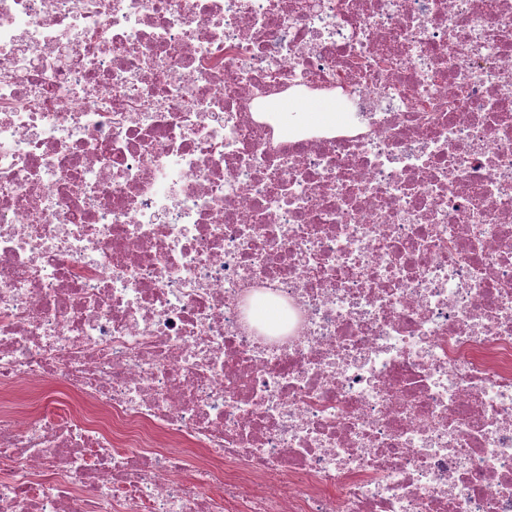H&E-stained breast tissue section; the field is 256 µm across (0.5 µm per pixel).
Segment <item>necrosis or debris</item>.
<instances>
[{
	"label": "necrosis or debris",
	"instance_id": "1",
	"mask_svg": "<svg viewBox=\"0 0 512 512\" xmlns=\"http://www.w3.org/2000/svg\"><path fill=\"white\" fill-rule=\"evenodd\" d=\"M33 383L0 512H512V0H0ZM303 107L302 112L284 113L288 123H305L314 126H336L343 122L344 112H332L318 105Z\"/></svg>",
	"mask_w": 512,
	"mask_h": 512
}]
</instances>
